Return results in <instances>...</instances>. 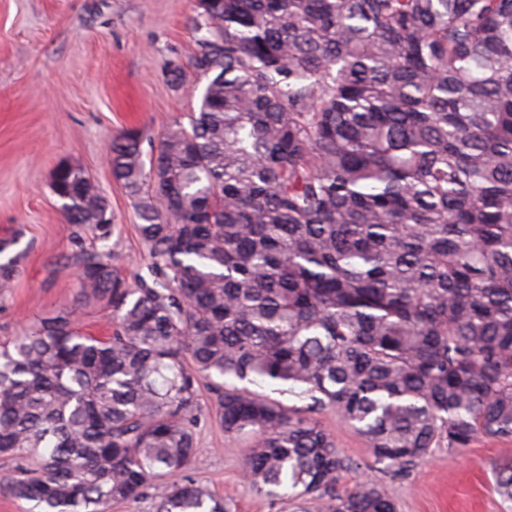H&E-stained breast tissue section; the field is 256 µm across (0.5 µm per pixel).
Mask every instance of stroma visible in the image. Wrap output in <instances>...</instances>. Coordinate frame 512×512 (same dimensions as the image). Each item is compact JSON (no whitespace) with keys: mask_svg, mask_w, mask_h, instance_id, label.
Wrapping results in <instances>:
<instances>
[{"mask_svg":"<svg viewBox=\"0 0 512 512\" xmlns=\"http://www.w3.org/2000/svg\"><path fill=\"white\" fill-rule=\"evenodd\" d=\"M196 0H0V262L15 273L0 293V339L24 325L75 308L79 328L108 335L112 314L77 303L78 280L65 256L91 247V232L67 224L51 189L61 165L86 170L107 197L117 229L116 265L127 279L145 273L147 251L133 201L106 161L113 136L134 129L143 150L168 125L186 120L200 84L189 67L195 50ZM181 67L180 85L171 70ZM199 453L189 474L231 502L233 512H287L286 504L251 494L242 480L245 450L225 438L215 400L202 390ZM321 421L349 462L341 486L369 463L364 438L335 416ZM512 461V439L477 438L467 448L435 449L408 476L386 480L399 512H512L495 491L493 464Z\"/></svg>","mask_w":512,"mask_h":512,"instance_id":"1","label":"stroma"}]
</instances>
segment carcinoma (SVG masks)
<instances>
[{
  "label": "carcinoma",
  "instance_id": "obj_1",
  "mask_svg": "<svg viewBox=\"0 0 512 512\" xmlns=\"http://www.w3.org/2000/svg\"><path fill=\"white\" fill-rule=\"evenodd\" d=\"M206 85L149 155L112 138L150 258L115 268L110 205L53 173L74 311L0 341V487L28 512H231L187 470L202 386L247 448L245 486L301 512H397L337 487L332 412L401 477L436 448L512 437V0H197ZM310 400L286 405L250 386ZM512 500V464L494 468Z\"/></svg>",
  "mask_w": 512,
  "mask_h": 512
}]
</instances>
